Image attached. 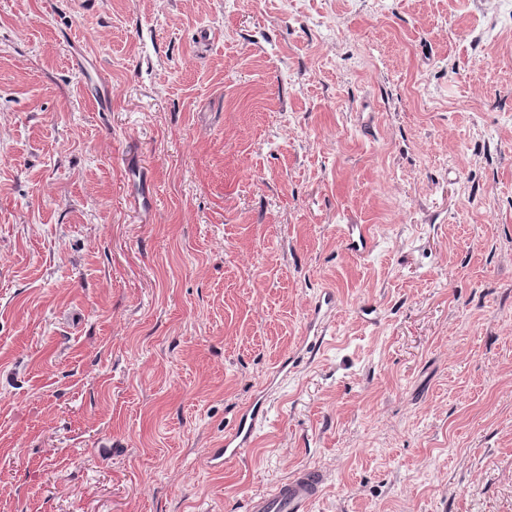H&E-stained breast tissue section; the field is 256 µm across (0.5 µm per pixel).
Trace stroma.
I'll list each match as a JSON object with an SVG mask.
<instances>
[{"label": "stroma", "mask_w": 512, "mask_h": 512, "mask_svg": "<svg viewBox=\"0 0 512 512\" xmlns=\"http://www.w3.org/2000/svg\"><path fill=\"white\" fill-rule=\"evenodd\" d=\"M303 468L309 512H512V6L0 0V512ZM346 243L348 249L356 254H364L372 248V235L363 224L347 225ZM335 297L331 292H324L323 297L319 299L314 306L313 312L307 321V334L313 331V336H305L300 350L311 355L315 353L316 348L321 345L324 338V329L326 327L325 317L328 312L335 308ZM324 309V311H323ZM267 394L263 392L249 407L242 410L231 432L224 435V441L219 448H211L210 464L213 467H223L224 464L239 459L247 448H250L256 438L260 423L266 418Z\"/></svg>", "instance_id": "stroma-1"}]
</instances>
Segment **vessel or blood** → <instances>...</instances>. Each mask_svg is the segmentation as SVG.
Wrapping results in <instances>:
<instances>
[{
	"instance_id": "obj_1",
	"label": "vessel or blood",
	"mask_w": 512,
	"mask_h": 512,
	"mask_svg": "<svg viewBox=\"0 0 512 512\" xmlns=\"http://www.w3.org/2000/svg\"><path fill=\"white\" fill-rule=\"evenodd\" d=\"M346 243L349 250L356 254H364L372 247L370 230L361 224L348 225ZM335 307L332 293H324L319 299L307 321L309 334L304 337L301 349L314 353L324 338L327 312ZM268 412L266 396H259L249 407L242 410L231 432L225 434L224 440L217 448L209 452L210 463L221 467L239 459L256 438L260 423ZM327 483V476L316 469H301L290 477L279 482L267 494L250 499L248 512H307L309 505L322 494Z\"/></svg>"
}]
</instances>
